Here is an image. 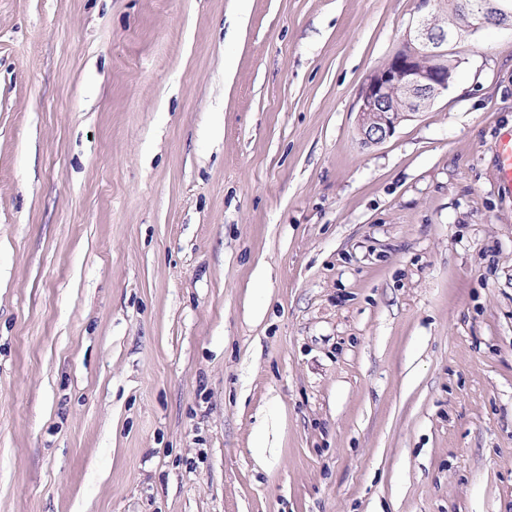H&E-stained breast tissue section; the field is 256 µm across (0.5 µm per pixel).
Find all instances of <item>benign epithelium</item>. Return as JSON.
I'll return each instance as SVG.
<instances>
[{
  "mask_svg": "<svg viewBox=\"0 0 512 512\" xmlns=\"http://www.w3.org/2000/svg\"><path fill=\"white\" fill-rule=\"evenodd\" d=\"M437 0H415V20L399 48L367 77L357 96L356 133L360 144L375 146L404 121L424 111L448 90L453 75L448 47L461 33L475 32L496 15L494 24L512 28V0H483L478 10L453 27L438 26Z\"/></svg>",
  "mask_w": 512,
  "mask_h": 512,
  "instance_id": "7a95c632",
  "label": "benign epithelium"
}]
</instances>
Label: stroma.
I'll return each mask as SVG.
<instances>
[{
    "instance_id": "obj_1",
    "label": "stroma",
    "mask_w": 512,
    "mask_h": 512,
    "mask_svg": "<svg viewBox=\"0 0 512 512\" xmlns=\"http://www.w3.org/2000/svg\"><path fill=\"white\" fill-rule=\"evenodd\" d=\"M414 0H0V512H512V30L381 144ZM496 172L500 186L512 195V130L504 133L496 149Z\"/></svg>"
}]
</instances>
